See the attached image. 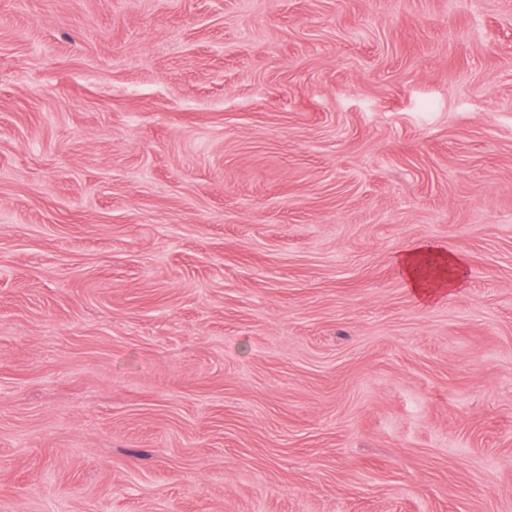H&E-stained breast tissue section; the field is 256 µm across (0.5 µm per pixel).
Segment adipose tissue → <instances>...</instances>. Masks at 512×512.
Instances as JSON below:
<instances>
[{
    "instance_id": "ef3b65f1",
    "label": "adipose tissue",
    "mask_w": 512,
    "mask_h": 512,
    "mask_svg": "<svg viewBox=\"0 0 512 512\" xmlns=\"http://www.w3.org/2000/svg\"><path fill=\"white\" fill-rule=\"evenodd\" d=\"M407 288L421 300H429L454 287L464 274V262L433 243H418L398 260Z\"/></svg>"
}]
</instances>
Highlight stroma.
<instances>
[{"label":"stroma","mask_w":512,"mask_h":512,"mask_svg":"<svg viewBox=\"0 0 512 512\" xmlns=\"http://www.w3.org/2000/svg\"><path fill=\"white\" fill-rule=\"evenodd\" d=\"M0 512H512V0H0ZM406 287L420 300L453 288L464 274L462 258L433 243L414 244L398 259Z\"/></svg>","instance_id":"35a3bbf8"}]
</instances>
